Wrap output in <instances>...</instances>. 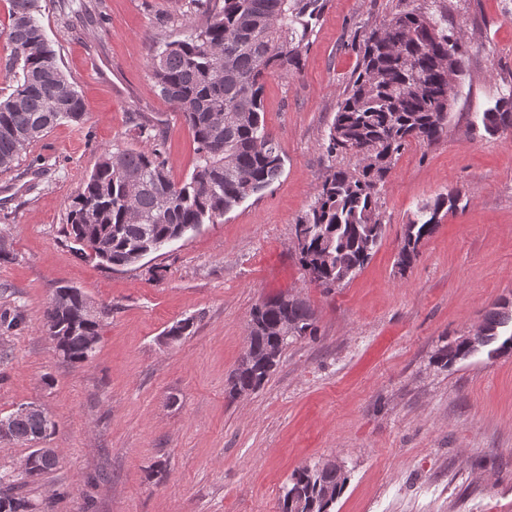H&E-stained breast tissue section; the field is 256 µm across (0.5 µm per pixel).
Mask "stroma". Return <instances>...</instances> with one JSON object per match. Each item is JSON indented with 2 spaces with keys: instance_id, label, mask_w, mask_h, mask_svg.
Returning <instances> with one entry per match:
<instances>
[{
  "instance_id": "obj_1",
  "label": "stroma",
  "mask_w": 512,
  "mask_h": 512,
  "mask_svg": "<svg viewBox=\"0 0 512 512\" xmlns=\"http://www.w3.org/2000/svg\"><path fill=\"white\" fill-rule=\"evenodd\" d=\"M186 0H90L81 26L43 0L41 23L86 115L34 142L0 174V417L41 404L56 423V468L21 491L36 512H280L299 468L327 460L348 482L333 512H512V352L448 367L437 350L512 300V132L482 113L512 92V0H329L300 72L266 77L264 120L281 177L195 232L110 269L78 257L62 227L104 149H141L134 126L165 130L175 181L195 165L189 127L146 65L151 44L200 26ZM418 6L463 37L464 68L438 142L409 143L378 200L384 237L331 291L292 245L329 167L322 144L358 70L369 31ZM462 190L399 271L404 224L438 194ZM104 310L94 357L63 360L45 327L58 286ZM278 295L310 305L318 332L289 343L263 386L230 392L252 309ZM191 334L166 343L176 322Z\"/></svg>"
}]
</instances>
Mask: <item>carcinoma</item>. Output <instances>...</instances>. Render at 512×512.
Wrapping results in <instances>:
<instances>
[{
  "mask_svg": "<svg viewBox=\"0 0 512 512\" xmlns=\"http://www.w3.org/2000/svg\"><path fill=\"white\" fill-rule=\"evenodd\" d=\"M328 0H190L189 9L206 16L183 37L156 41L148 67L160 95L175 105L193 133L195 166L177 182L162 158L163 135L149 124L135 125L138 137L152 143L142 150H105L68 204L63 233L81 258L109 267L135 263L133 253L154 239H174L189 224L215 222L252 194L269 187L284 169L278 143L262 117L264 79L301 70ZM40 0H8L7 39L12 46L7 71L9 93L0 92V173L12 169L22 153L54 126L80 122L84 102L56 60L40 18ZM460 37L442 28V19L421 10L400 11L364 39L356 76L324 143L331 158L373 152L374 163L352 170L329 167L309 211L298 222L304 234L299 251L305 270L318 269L322 285L336 288L364 267L383 238L378 198L394 157L411 141L431 145L447 132L445 101L455 97L448 73L462 71ZM489 134L512 126V94L482 113ZM460 192L439 194L404 225L397 262L410 268L420 244L441 223L443 210L460 208ZM53 299L70 307L46 310L56 321L57 349L64 360L87 361L94 351L87 337L100 335L102 317L84 309L78 288H57ZM286 319L297 338L317 333L306 302L281 306L268 300L251 313V345L260 352L286 349L266 328ZM512 301L502 300L483 319L488 346L512 350ZM478 348L457 339L441 347L436 362L447 366ZM277 362L237 368L232 387L260 388ZM15 436L23 442L46 438L55 422L40 413L13 412ZM56 456L35 459L26 476L35 479L54 469ZM348 482L345 471L305 466L286 487L281 509L331 512ZM35 505L15 492L0 490V512H34Z\"/></svg>",
  "mask_w": 512,
  "mask_h": 512,
  "instance_id": "carcinoma-1",
  "label": "carcinoma"
}]
</instances>
